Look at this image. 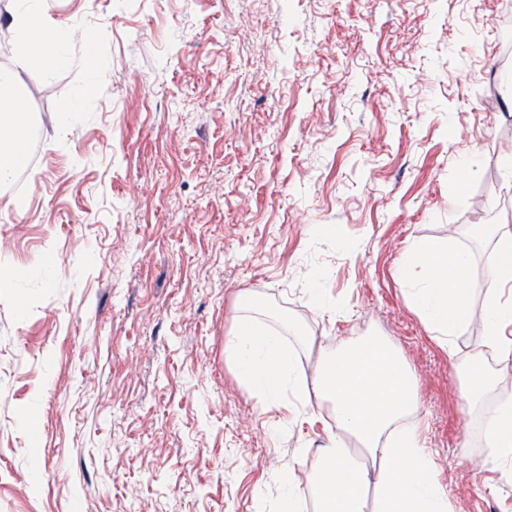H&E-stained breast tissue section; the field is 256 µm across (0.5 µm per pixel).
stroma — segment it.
I'll use <instances>...</instances> for the list:
<instances>
[{
	"mask_svg": "<svg viewBox=\"0 0 512 512\" xmlns=\"http://www.w3.org/2000/svg\"><path fill=\"white\" fill-rule=\"evenodd\" d=\"M47 5L100 27L109 64L65 131L78 67L22 75L43 149L24 211L0 189V512H280L289 470L312 512L336 420L242 384L243 295L295 326L307 378L319 350L387 337L451 512H512V458L485 444L512 361L477 318L443 347L398 274L449 237L483 301L489 230L512 225V0ZM476 358L497 383L470 405Z\"/></svg>",
	"mask_w": 512,
	"mask_h": 512,
	"instance_id": "1",
	"label": "stroma"
}]
</instances>
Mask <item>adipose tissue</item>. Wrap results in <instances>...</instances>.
<instances>
[{
    "label": "adipose tissue",
    "instance_id": "ef3b65f1",
    "mask_svg": "<svg viewBox=\"0 0 512 512\" xmlns=\"http://www.w3.org/2000/svg\"><path fill=\"white\" fill-rule=\"evenodd\" d=\"M480 312L469 301L470 257L439 239L413 242L400 270L409 303L427 330L450 341L480 317L486 344L512 359V226L494 230ZM229 358L250 391L280 403L292 390L302 403L318 399L335 416L340 435L319 456L313 480L315 512H448V496L425 453L414 376L385 338L370 336L321 352L311 380L294 374L282 336L250 316L237 320Z\"/></svg>",
    "mask_w": 512,
    "mask_h": 512
}]
</instances>
